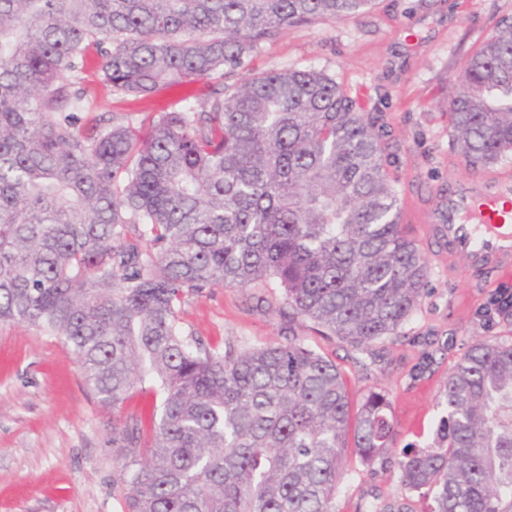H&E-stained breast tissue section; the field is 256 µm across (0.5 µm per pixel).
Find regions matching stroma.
I'll return each mask as SVG.
<instances>
[{
    "instance_id": "obj_1",
    "label": "stroma",
    "mask_w": 512,
    "mask_h": 512,
    "mask_svg": "<svg viewBox=\"0 0 512 512\" xmlns=\"http://www.w3.org/2000/svg\"><path fill=\"white\" fill-rule=\"evenodd\" d=\"M505 17H512V0H375L351 18L289 28L249 63L254 73L324 71L382 117L402 222L430 269L416 313L396 335L363 348L291 319L279 288H209L181 308L184 329L206 343L283 344L295 334L336 362L354 400L371 391L386 396L393 440L372 463L349 456L336 512L400 501L422 512L423 498L399 482L405 450L432 445L440 392L467 349L512 334V320L492 304L493 296L512 294V278L449 253L437 220L449 195L492 193L501 177L512 176V156L470 172L448 116L463 60ZM120 455L112 412L85 385L72 349L27 325L0 324V512H124L113 486Z\"/></svg>"
}]
</instances>
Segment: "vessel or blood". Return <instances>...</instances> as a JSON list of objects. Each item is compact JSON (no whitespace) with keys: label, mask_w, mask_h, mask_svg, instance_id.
I'll return each instance as SVG.
<instances>
[{"label":"vessel or blood","mask_w":512,"mask_h":512,"mask_svg":"<svg viewBox=\"0 0 512 512\" xmlns=\"http://www.w3.org/2000/svg\"><path fill=\"white\" fill-rule=\"evenodd\" d=\"M512 200V180L502 179L495 196L462 194L448 202L444 229L449 247L475 266L512 273V230L505 229L503 206Z\"/></svg>","instance_id":"obj_1"}]
</instances>
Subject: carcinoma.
<instances>
[{
    "mask_svg": "<svg viewBox=\"0 0 512 512\" xmlns=\"http://www.w3.org/2000/svg\"><path fill=\"white\" fill-rule=\"evenodd\" d=\"M372 0H0V323L59 335L126 449V512H336L351 450L389 447L388 401L354 407L299 337L224 348L185 333L205 288L274 283L293 315L360 346L417 310L430 270L400 224L386 125L327 74H253L290 27ZM186 95L136 121L95 114ZM468 167L512 153V18L448 98ZM160 398L121 419L135 392ZM433 445L401 485L424 512H512V336L471 345ZM92 88V94L96 98L98 114L108 112L105 114L108 117L112 112H131L136 118L144 116L143 104L121 100L113 96L108 88L100 84L93 83Z\"/></svg>",
    "mask_w": 512,
    "mask_h": 512,
    "instance_id": "carcinoma-1",
    "label": "carcinoma"
}]
</instances>
